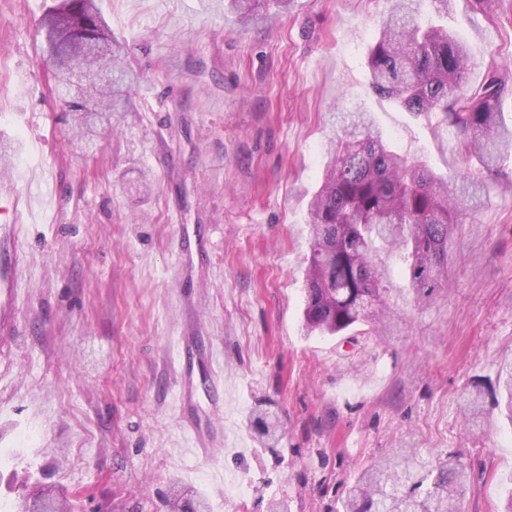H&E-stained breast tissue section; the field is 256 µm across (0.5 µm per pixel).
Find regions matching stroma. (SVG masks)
<instances>
[{"mask_svg": "<svg viewBox=\"0 0 512 512\" xmlns=\"http://www.w3.org/2000/svg\"><path fill=\"white\" fill-rule=\"evenodd\" d=\"M51 0H0V224L23 267L0 298V512L32 476L73 512H167L182 489L204 512H338L354 475L398 448L452 451L462 512H499L512 433L497 408L469 429L465 388L492 394L512 358V189L489 185L448 287L422 303L389 260L395 336L301 331L307 204L337 107L373 112L398 150L460 167L438 119L369 91L365 56L390 0H266L241 29L224 0H101L135 93L90 148L64 120L39 19ZM472 82L512 64V0L489 14L448 0ZM210 256L181 260L183 229ZM217 362L179 404L178 339ZM276 428L259 441L252 419ZM208 438L188 456L184 418Z\"/></svg>", "mask_w": 512, "mask_h": 512, "instance_id": "35a3bbf8", "label": "stroma"}]
</instances>
